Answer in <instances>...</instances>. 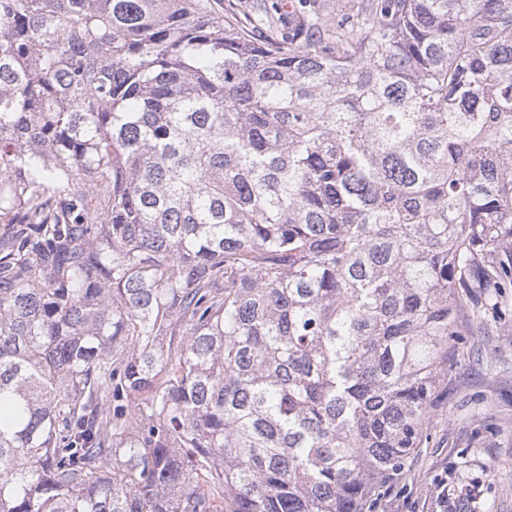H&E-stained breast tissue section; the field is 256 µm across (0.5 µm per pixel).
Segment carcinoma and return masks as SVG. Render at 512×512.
Masks as SVG:
<instances>
[{"mask_svg": "<svg viewBox=\"0 0 512 512\" xmlns=\"http://www.w3.org/2000/svg\"><path fill=\"white\" fill-rule=\"evenodd\" d=\"M0 0V512H362L512 237V0Z\"/></svg>", "mask_w": 512, "mask_h": 512, "instance_id": "obj_1", "label": "carcinoma"}]
</instances>
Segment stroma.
Here are the masks:
<instances>
[{
	"label": "stroma",
	"mask_w": 512,
	"mask_h": 512,
	"mask_svg": "<svg viewBox=\"0 0 512 512\" xmlns=\"http://www.w3.org/2000/svg\"><path fill=\"white\" fill-rule=\"evenodd\" d=\"M420 448L366 512H512V288H474Z\"/></svg>",
	"instance_id": "obj_1"
}]
</instances>
